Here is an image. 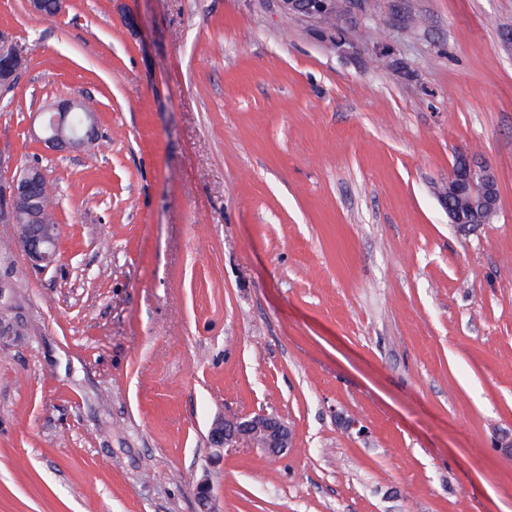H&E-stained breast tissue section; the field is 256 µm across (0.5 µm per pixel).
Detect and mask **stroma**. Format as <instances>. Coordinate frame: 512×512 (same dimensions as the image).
Instances as JSON below:
<instances>
[{"label":"stroma","mask_w":512,"mask_h":512,"mask_svg":"<svg viewBox=\"0 0 512 512\" xmlns=\"http://www.w3.org/2000/svg\"><path fill=\"white\" fill-rule=\"evenodd\" d=\"M0 192L55 187V262L0 222V512H512V0H0ZM97 103L49 154L35 112ZM490 223L438 198L457 152ZM275 413L266 457L207 435ZM279 1L282 3L284 13L292 19H308L320 24H325L328 20H334L337 26L355 19L358 13L362 11L364 2V0H340V8L336 10V0ZM289 17H285L287 21L291 20ZM326 24L334 26L332 21ZM8 43V37L0 35V87H12L27 64L23 52ZM439 199L452 224H487L500 200L497 175L469 152L460 151L448 174V186L445 192H439ZM292 438L289 425L273 413L216 420L208 434L210 447L216 452L209 458L207 466L221 457V450L237 444L258 447L268 455L279 456L291 447Z\"/></svg>","instance_id":"obj_1"}]
</instances>
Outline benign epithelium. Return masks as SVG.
Returning a JSON list of instances; mask_svg holds the SVG:
<instances>
[{
	"instance_id": "benign-epithelium-1",
	"label": "benign epithelium",
	"mask_w": 512,
	"mask_h": 512,
	"mask_svg": "<svg viewBox=\"0 0 512 512\" xmlns=\"http://www.w3.org/2000/svg\"><path fill=\"white\" fill-rule=\"evenodd\" d=\"M283 11L293 19H308L320 24L329 20L340 26L357 17L364 0H280ZM27 64L23 52L0 35V87H12ZM78 99L56 102L48 112H38L39 142L49 152L81 151L96 136V123L88 117L85 129L68 128V117L77 107ZM44 172L35 166L22 165L10 178L9 208L12 223L18 228V242L29 259L40 267L52 265L57 253V227L41 223L33 210H25L33 200ZM442 206L451 223L461 227L487 224L496 213L500 191L495 171L466 151L457 153L448 174V186L439 192ZM208 441L221 457V450L245 444L258 447L271 456H279L292 445V431L277 414H257L235 419L216 420L211 424ZM212 484L203 478L196 484L200 512H215L212 507Z\"/></svg>"
}]
</instances>
